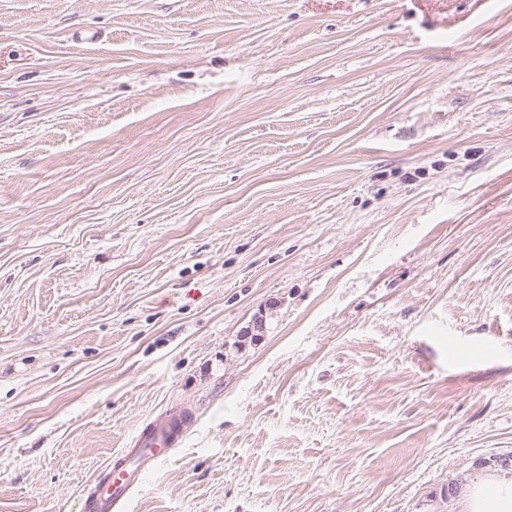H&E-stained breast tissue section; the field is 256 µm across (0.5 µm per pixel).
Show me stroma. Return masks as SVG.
<instances>
[{
    "label": "stroma",
    "mask_w": 512,
    "mask_h": 512,
    "mask_svg": "<svg viewBox=\"0 0 512 512\" xmlns=\"http://www.w3.org/2000/svg\"><path fill=\"white\" fill-rule=\"evenodd\" d=\"M177 406L126 512H463L512 460V0H0V512Z\"/></svg>",
    "instance_id": "obj_1"
}]
</instances>
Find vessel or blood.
Listing matches in <instances>:
<instances>
[{
  "mask_svg": "<svg viewBox=\"0 0 512 512\" xmlns=\"http://www.w3.org/2000/svg\"><path fill=\"white\" fill-rule=\"evenodd\" d=\"M190 420L189 413L175 408L162 420L143 428L131 447L112 459L84 499V512H121L144 475L176 448Z\"/></svg>",
  "mask_w": 512,
  "mask_h": 512,
  "instance_id": "1",
  "label": "vessel or blood"
}]
</instances>
